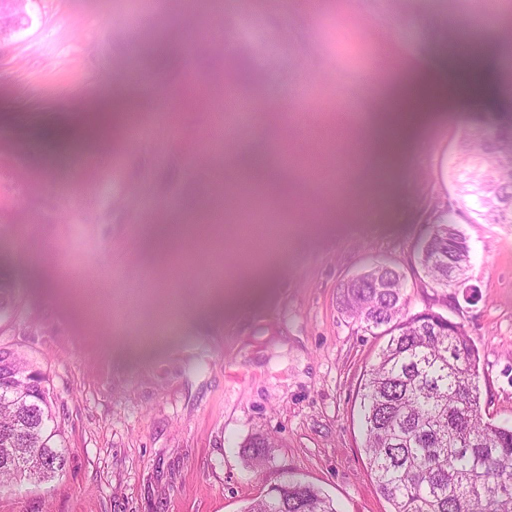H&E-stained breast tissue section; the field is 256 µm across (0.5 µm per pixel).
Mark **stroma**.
Returning <instances> with one entry per match:
<instances>
[{"label":"stroma","mask_w":512,"mask_h":512,"mask_svg":"<svg viewBox=\"0 0 512 512\" xmlns=\"http://www.w3.org/2000/svg\"><path fill=\"white\" fill-rule=\"evenodd\" d=\"M138 2L32 0L0 46V282L15 298L0 348L48 378L67 453L60 477L1 489L0 512H243L289 477L338 512H392L360 414L380 340L340 287L377 263L399 271L410 313L464 325L482 414L512 426V224L456 214L467 286L431 287L416 258L456 200L465 132L512 113V95L432 113L382 165L364 125L403 68L455 65L448 26L474 11L493 80L512 73V0H320L316 22L303 0ZM239 54L251 73L226 83ZM106 107L111 132L85 131ZM131 114L149 129L136 143ZM255 154L291 161L287 194L265 197L287 238L263 252L237 232L247 210L206 224L180 208L214 165Z\"/></svg>","instance_id":"stroma-1"}]
</instances>
